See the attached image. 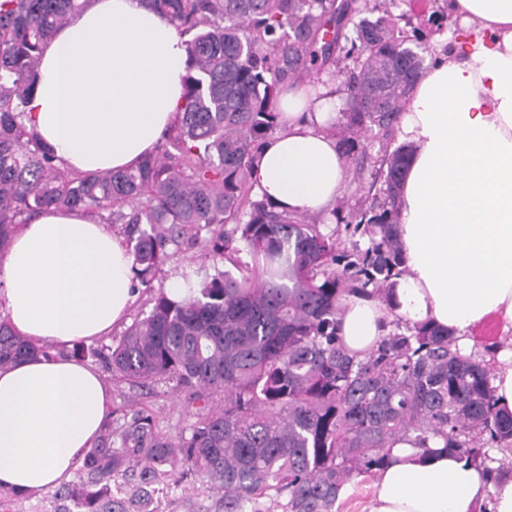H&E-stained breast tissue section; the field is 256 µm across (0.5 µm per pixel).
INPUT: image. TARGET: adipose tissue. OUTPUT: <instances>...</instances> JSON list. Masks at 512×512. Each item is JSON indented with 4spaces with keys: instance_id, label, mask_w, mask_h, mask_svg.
<instances>
[{
    "instance_id": "1",
    "label": "adipose tissue",
    "mask_w": 512,
    "mask_h": 512,
    "mask_svg": "<svg viewBox=\"0 0 512 512\" xmlns=\"http://www.w3.org/2000/svg\"><path fill=\"white\" fill-rule=\"evenodd\" d=\"M471 36L449 42L418 79L399 141L409 151L398 240L407 273L389 300L348 296L340 336L364 354L400 317L448 329L470 353L474 329L500 324L497 406L512 413V0H448ZM187 48L147 0H88L43 49L32 123L77 174L127 170L155 154L183 96ZM328 82L281 90L280 129L258 151L254 190L276 210L335 204L347 160L331 128ZM133 251L81 210H47L0 256V315L57 347L0 370V487L19 495L68 481L93 447L110 396L98 371L66 356L107 335L135 298ZM366 512H512V475L464 456L396 444Z\"/></svg>"
}]
</instances>
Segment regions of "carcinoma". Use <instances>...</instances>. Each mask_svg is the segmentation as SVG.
Segmentation results:
<instances>
[{
	"label": "carcinoma",
	"instance_id": "1",
	"mask_svg": "<svg viewBox=\"0 0 512 512\" xmlns=\"http://www.w3.org/2000/svg\"><path fill=\"white\" fill-rule=\"evenodd\" d=\"M148 2L192 35L179 117L138 168L74 175L26 121L41 53L81 0H0V252L43 210L121 225L151 309L107 349L80 342L71 356L96 358L132 386L174 381L200 402L176 438L144 408L117 421L107 413L75 478L50 494L52 512H177L175 489L200 477L219 494L205 512H338L342 485L376 475L394 445L427 453L433 440L512 473L490 454L512 452V415L496 409L484 358L462 353L446 329L400 318L362 357L339 336L346 296L386 299L406 273L396 234L406 150L384 142L424 71L432 29L399 26L384 0ZM323 72L348 92L338 130L344 153L361 154L355 179L378 187L332 211L328 232L324 217L257 198L252 180L279 128L282 85ZM187 227L190 244L239 275L220 272L174 300L154 281ZM48 350L0 316V369Z\"/></svg>",
	"mask_w": 512,
	"mask_h": 512
}]
</instances>
